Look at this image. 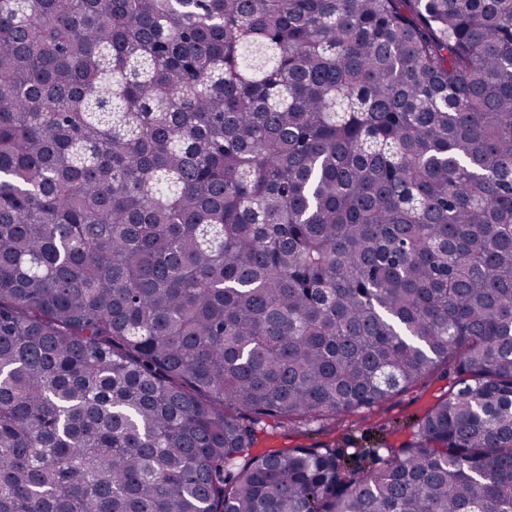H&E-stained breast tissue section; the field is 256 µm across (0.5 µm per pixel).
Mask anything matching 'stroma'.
I'll return each instance as SVG.
<instances>
[{
    "instance_id": "obj_1",
    "label": "stroma",
    "mask_w": 512,
    "mask_h": 512,
    "mask_svg": "<svg viewBox=\"0 0 512 512\" xmlns=\"http://www.w3.org/2000/svg\"><path fill=\"white\" fill-rule=\"evenodd\" d=\"M455 380L453 373L441 369L379 406L311 425L280 424L264 428L257 434L255 449L264 453L299 445H328L341 449L351 458L353 466L371 467L375 461L374 450L397 449L413 439L420 419Z\"/></svg>"
}]
</instances>
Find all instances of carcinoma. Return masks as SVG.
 <instances>
[{
	"label": "carcinoma",
	"mask_w": 512,
	"mask_h": 512,
	"mask_svg": "<svg viewBox=\"0 0 512 512\" xmlns=\"http://www.w3.org/2000/svg\"><path fill=\"white\" fill-rule=\"evenodd\" d=\"M0 512H512V0H0ZM456 380L451 371L446 373L441 368L380 406L311 425L280 424L264 428L258 431L254 450L264 453L298 445H329L340 448L351 466L367 469L375 461L373 450L397 449L412 440L420 419L448 393Z\"/></svg>",
	"instance_id": "obj_1"
}]
</instances>
